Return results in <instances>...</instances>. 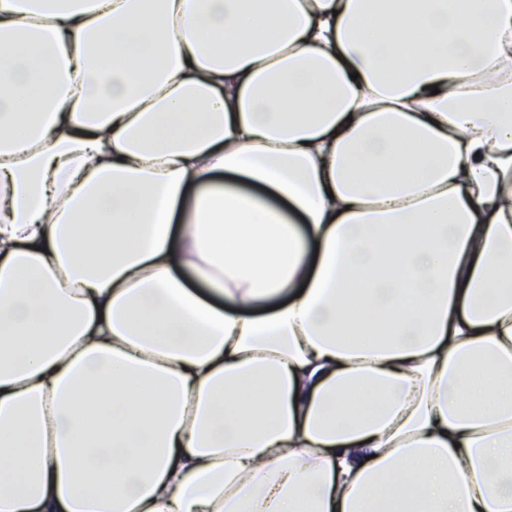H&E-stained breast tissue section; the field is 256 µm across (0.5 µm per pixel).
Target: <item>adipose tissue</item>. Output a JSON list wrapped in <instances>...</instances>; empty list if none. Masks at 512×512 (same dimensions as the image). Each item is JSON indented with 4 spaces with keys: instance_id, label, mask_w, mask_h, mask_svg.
<instances>
[{
    "instance_id": "1",
    "label": "adipose tissue",
    "mask_w": 512,
    "mask_h": 512,
    "mask_svg": "<svg viewBox=\"0 0 512 512\" xmlns=\"http://www.w3.org/2000/svg\"><path fill=\"white\" fill-rule=\"evenodd\" d=\"M0 512H512V0H0Z\"/></svg>"
}]
</instances>
